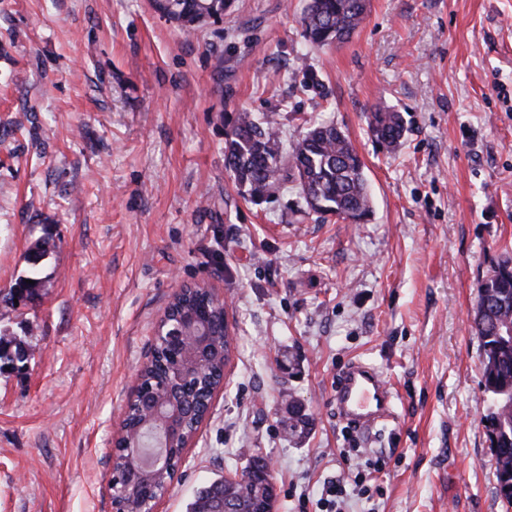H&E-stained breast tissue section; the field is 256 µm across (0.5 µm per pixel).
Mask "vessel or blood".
<instances>
[{
	"label": "vessel or blood",
	"mask_w": 512,
	"mask_h": 512,
	"mask_svg": "<svg viewBox=\"0 0 512 512\" xmlns=\"http://www.w3.org/2000/svg\"><path fill=\"white\" fill-rule=\"evenodd\" d=\"M393 392L383 377L361 363L350 364L336 385L334 400L339 417L360 427L391 417Z\"/></svg>",
	"instance_id": "1"
}]
</instances>
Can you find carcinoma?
I'll use <instances>...</instances> for the list:
<instances>
[{
    "label": "carcinoma",
    "mask_w": 512,
    "mask_h": 512,
    "mask_svg": "<svg viewBox=\"0 0 512 512\" xmlns=\"http://www.w3.org/2000/svg\"><path fill=\"white\" fill-rule=\"evenodd\" d=\"M160 16L190 31L224 16L228 0H150ZM366 19L363 0H311L301 17L303 36L313 47L340 44L352 37ZM368 127L376 139L390 147L400 144L404 135L401 115L384 106H376L368 116ZM279 136L277 122L271 115L240 112L225 134L224 165L237 184L254 201L271 190L293 183L310 211L323 217L346 219L353 215L364 221L372 212L371 198L364 178L365 164L348 136L333 123H319L291 146L289 156ZM211 304L206 289L190 291L172 303L179 312L198 310ZM476 313L472 320L480 338L484 385L498 405L485 416L491 432L503 424L512 425V415L502 408L512 389V345L502 343L494 330L512 323V257L496 264L495 275L479 284ZM171 364L169 351L163 348L141 369L142 385L149 390L157 385ZM224 372V353H210L204 378L219 382ZM499 493L512 507V439L504 435L493 440ZM251 483L262 489L261 496L242 498L233 483L222 477L202 486L188 505V512H221L224 500L233 501L237 512H276L277 493L266 477L262 456L247 466Z\"/></svg>",
    "instance_id": "obj_1"
}]
</instances>
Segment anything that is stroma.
<instances>
[{
    "label": "stroma",
    "instance_id": "stroma-1",
    "mask_svg": "<svg viewBox=\"0 0 512 512\" xmlns=\"http://www.w3.org/2000/svg\"><path fill=\"white\" fill-rule=\"evenodd\" d=\"M308 0H230L194 32L149 0H0V512H112L113 435L154 328L183 285L223 295V389L157 512L271 464L279 512L343 477L346 512H506L477 286L512 256V0H369L345 44H306ZM400 112L398 147L367 115ZM242 111L285 144L344 131L368 221L249 200L224 166ZM47 250L27 261L39 243ZM371 364L397 418L340 419L336 380ZM303 422L291 432L290 409Z\"/></svg>",
    "mask_w": 512,
    "mask_h": 512
}]
</instances>
